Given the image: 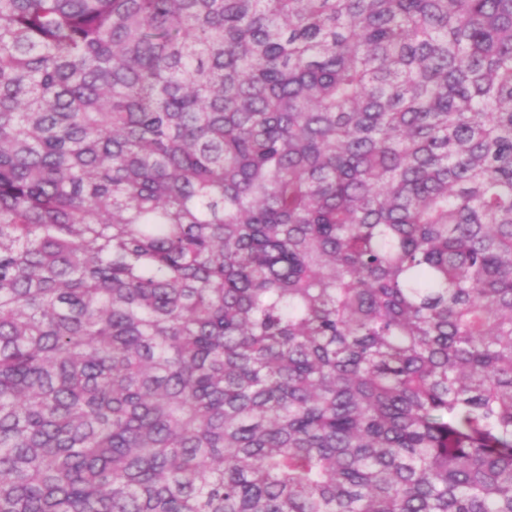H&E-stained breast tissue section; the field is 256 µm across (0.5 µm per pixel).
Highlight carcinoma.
Masks as SVG:
<instances>
[{
  "label": "carcinoma",
  "mask_w": 512,
  "mask_h": 512,
  "mask_svg": "<svg viewBox=\"0 0 512 512\" xmlns=\"http://www.w3.org/2000/svg\"><path fill=\"white\" fill-rule=\"evenodd\" d=\"M0 512H512V0H0Z\"/></svg>",
  "instance_id": "1"
}]
</instances>
